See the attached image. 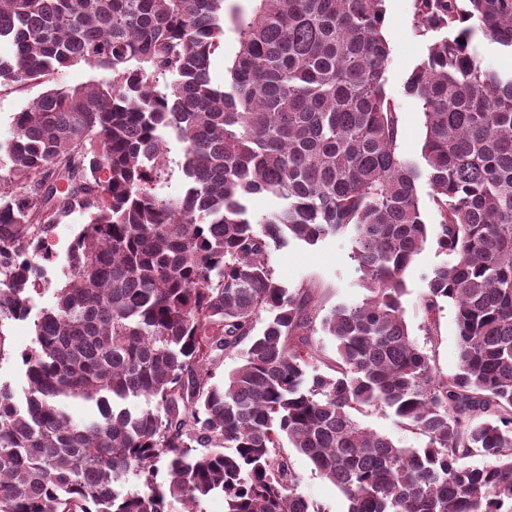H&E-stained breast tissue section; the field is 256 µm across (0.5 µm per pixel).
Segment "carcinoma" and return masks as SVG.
<instances>
[{
    "label": "carcinoma",
    "instance_id": "carcinoma-1",
    "mask_svg": "<svg viewBox=\"0 0 512 512\" xmlns=\"http://www.w3.org/2000/svg\"><path fill=\"white\" fill-rule=\"evenodd\" d=\"M251 2L215 86L225 0H0L14 47L0 85L79 63L110 73L46 91L0 144V357L3 326L44 282L51 229L89 218L21 354L23 396L0 384V512H200L215 492L225 512H325L286 448L347 512H512V74L469 52L480 32L512 53V0H414L433 35L405 82L421 164L397 152L385 0ZM165 133L184 145L176 197L157 192ZM423 179L449 257L421 297L424 332L434 343L454 305L451 375L404 318L405 272L429 239ZM257 194L284 205L257 221ZM343 235L367 294L320 318L270 254ZM228 357L239 364L214 380ZM76 399L101 418L74 422ZM373 410L424 446L364 427ZM475 455L493 464L468 466ZM286 450L290 453L293 467L300 476L299 492L314 503L326 507V512H346L347 502L338 488L315 473L304 456L296 453L292 448H286Z\"/></svg>",
    "mask_w": 512,
    "mask_h": 512
}]
</instances>
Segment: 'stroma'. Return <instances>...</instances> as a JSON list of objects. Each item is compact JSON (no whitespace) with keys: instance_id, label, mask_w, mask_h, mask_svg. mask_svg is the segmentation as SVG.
<instances>
[{"instance_id":"1","label":"stroma","mask_w":512,"mask_h":512,"mask_svg":"<svg viewBox=\"0 0 512 512\" xmlns=\"http://www.w3.org/2000/svg\"><path fill=\"white\" fill-rule=\"evenodd\" d=\"M385 9L386 32L391 46L385 89L397 113L400 132L398 151L403 158L417 161L421 158L424 141V116L417 102L405 93L404 83L412 70L426 59L431 39L417 33L414 0H385ZM46 88L45 85L33 82L13 88L0 87L1 142L11 138L15 114L41 96ZM87 221V215L74 213L51 230L49 242L53 257L45 265V278L51 287L33 294L30 318L16 320L5 326L7 355L0 359L1 383H10L18 390L24 387V368L20 355L33 346L32 316L52 304V288L62 279L68 248L80 225ZM444 260L445 257L438 252L435 242H428L404 277V317L412 337L421 345L425 344L426 335L423 331L420 299L434 269ZM271 263L283 285L292 288L307 283L315 288L322 309L328 310L341 303H358L364 297L361 272L353 257V245L349 237H330L314 246L293 242L274 249ZM435 366L444 375L455 373L458 366L455 309L448 304L443 305L438 317ZM291 460L300 476L299 490L302 494L326 507L327 512H347V502L338 488L315 473L304 456L295 453Z\"/></svg>"}]
</instances>
